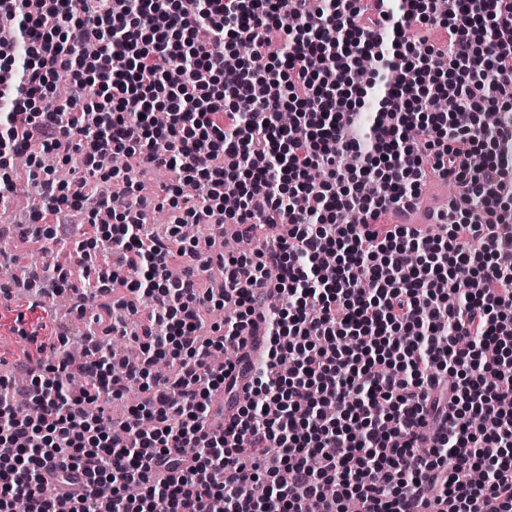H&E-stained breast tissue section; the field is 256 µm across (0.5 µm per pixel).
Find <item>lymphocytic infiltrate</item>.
Segmentation results:
<instances>
[{
  "label": "lymphocytic infiltrate",
  "mask_w": 512,
  "mask_h": 512,
  "mask_svg": "<svg viewBox=\"0 0 512 512\" xmlns=\"http://www.w3.org/2000/svg\"><path fill=\"white\" fill-rule=\"evenodd\" d=\"M0 100V208L16 154L40 193L20 242L116 258L33 271L40 301L132 338L115 361L26 353L33 417L0 375V512H512V0H0ZM138 168L175 181L145 196ZM430 170L463 189L434 232L397 221ZM134 385L120 421L90 413Z\"/></svg>",
  "instance_id": "f902f5d3"
}]
</instances>
